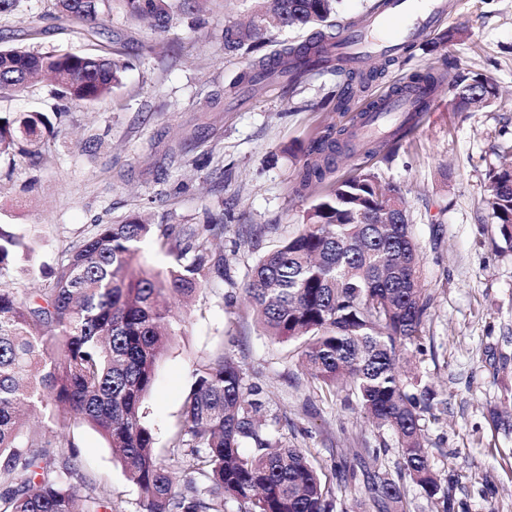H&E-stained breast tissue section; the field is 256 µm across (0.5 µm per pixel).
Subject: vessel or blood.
<instances>
[{
  "mask_svg": "<svg viewBox=\"0 0 512 512\" xmlns=\"http://www.w3.org/2000/svg\"><path fill=\"white\" fill-rule=\"evenodd\" d=\"M447 11L446 0H384L359 30L340 35L336 48L355 57L376 53L394 55L402 45L427 35ZM423 96V90L417 89L403 98L384 97L378 107L385 117L384 122L365 126L364 135L371 139H389L405 117L414 112Z\"/></svg>",
  "mask_w": 512,
  "mask_h": 512,
  "instance_id": "b4317fda",
  "label": "vessel or blood"
}]
</instances>
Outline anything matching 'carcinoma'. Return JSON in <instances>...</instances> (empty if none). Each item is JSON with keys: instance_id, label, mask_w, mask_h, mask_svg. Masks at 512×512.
Instances as JSON below:
<instances>
[{"instance_id": "1", "label": "carcinoma", "mask_w": 512, "mask_h": 512, "mask_svg": "<svg viewBox=\"0 0 512 512\" xmlns=\"http://www.w3.org/2000/svg\"><path fill=\"white\" fill-rule=\"evenodd\" d=\"M132 19L170 27L169 0H119ZM246 26L224 28V50L235 53L270 27L311 31L308 40L277 53L292 79L314 70L305 58L322 51L340 0H255ZM62 17L100 36L112 0H56ZM442 67L415 72L410 84L434 89L447 79ZM124 63L107 51L78 55L61 49L33 52L0 48V94L17 91L45 73L75 102L112 99ZM486 78L457 77L454 106L469 112ZM349 88L331 91L322 109H345ZM53 124L41 112L3 118L0 157L40 156ZM385 142L339 141L335 128L311 141L296 175L295 192L310 195L336 170L337 158L360 150L377 153ZM388 189L361 172L333 186L312 205L303 229L259 259L246 292L274 343L294 342L300 366L325 397L345 394L401 448L400 470L448 512V485L433 471L423 444L424 414L432 393L414 374L396 370L399 356L422 339L429 300L418 285L420 256L408 213L381 223ZM484 210L512 250V164L489 174ZM221 224L179 229L136 217L95 224L80 244L43 273L34 292L17 286L20 258H30L33 237L0 224V512H113L103 486L83 492L76 445L65 435L73 419L96 430L120 460L138 491L142 512H330L332 488L310 449L288 443L282 418L266 414L265 401L233 360L199 365L171 440L180 476L158 458L142 405L152 391L159 359L184 334L167 300L190 298L224 258L212 250ZM156 238L173 259L163 270L145 267L141 244ZM375 512H406L405 490L386 473L367 480Z\"/></svg>"}]
</instances>
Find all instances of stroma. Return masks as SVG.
Returning a JSON list of instances; mask_svg holds the SVG:
<instances>
[{"label": "stroma", "mask_w": 512, "mask_h": 512, "mask_svg": "<svg viewBox=\"0 0 512 512\" xmlns=\"http://www.w3.org/2000/svg\"><path fill=\"white\" fill-rule=\"evenodd\" d=\"M452 2L438 28L466 31L447 47L453 71L491 79L498 100L459 112L449 83H442L391 158L339 160L333 178L370 171L405 202L421 258L419 281L430 301L422 346L408 358L435 394L426 446L448 482L452 512H512V408L503 402L512 393V252L482 208L488 173L512 141V0ZM252 6V0H203L198 10L175 13L164 32L117 7L92 40L81 24L52 19L54 0H24L15 14L1 17L2 47L56 46L87 55L118 50L127 69L109 102L75 104L44 79L0 98V116L43 112L56 129L38 160L16 156L12 175L0 177V223L38 226L35 272L19 277L21 287L38 288L39 268L55 266L92 225L138 213L156 225L223 221L213 248L224 257V274L191 303L177 305L187 315L186 333L160 359L144 402L159 456H170L193 369L228 356L269 399L271 411L292 423L289 440L317 456L334 498L348 512H373L365 481L377 471L397 476L395 438L355 403L321 398L298 367L294 344L263 336L245 286L259 258L302 229L315 202L294 192L301 146L328 125L356 132L376 98L414 72L439 66L440 56L420 42L409 60H368L378 75L355 90L349 110H322L319 101L343 82L331 70L292 87L275 82L250 89L240 82L255 60L275 62L277 50L308 37L297 28H270L260 49L225 54V25L248 20ZM91 137L99 143L93 153L83 149ZM67 433L87 482L111 489L114 512H141L138 492L105 439L85 424ZM374 448L380 458L371 456ZM340 461L355 468L356 484L334 477Z\"/></svg>", "instance_id": "35a3bbf8"}]
</instances>
